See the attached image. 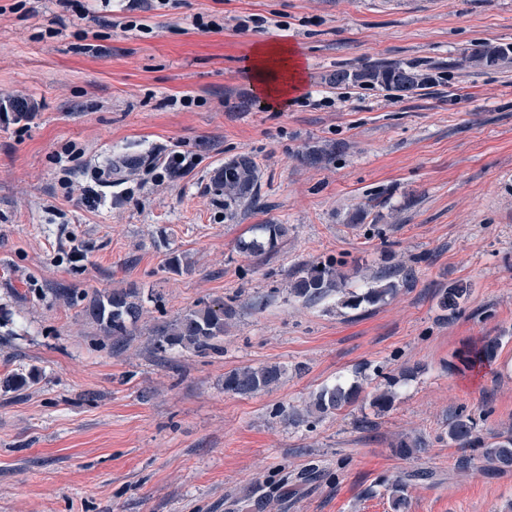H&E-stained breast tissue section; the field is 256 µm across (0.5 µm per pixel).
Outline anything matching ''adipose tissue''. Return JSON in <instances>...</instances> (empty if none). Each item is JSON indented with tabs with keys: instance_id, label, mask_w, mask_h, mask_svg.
Instances as JSON below:
<instances>
[{
	"instance_id": "adipose-tissue-1",
	"label": "adipose tissue",
	"mask_w": 512,
	"mask_h": 512,
	"mask_svg": "<svg viewBox=\"0 0 512 512\" xmlns=\"http://www.w3.org/2000/svg\"><path fill=\"white\" fill-rule=\"evenodd\" d=\"M248 70L255 89L264 98L282 105L299 92L304 83V63L298 52L280 40L254 45Z\"/></svg>"
}]
</instances>
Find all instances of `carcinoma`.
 Masks as SVG:
<instances>
[{"mask_svg":"<svg viewBox=\"0 0 512 512\" xmlns=\"http://www.w3.org/2000/svg\"><path fill=\"white\" fill-rule=\"evenodd\" d=\"M336 85L378 87L397 93L409 94L425 86L431 77L410 63L393 65L372 64L356 70L340 69L329 76ZM260 176L259 166L249 154H237L224 161L213 177L215 190L224 194V217L233 219L238 208L255 196ZM288 235L286 224H255L251 236L237 242L238 251L245 256H259L275 249L278 240ZM168 270L183 274L192 271V263L183 254H169ZM393 272L386 271L374 277L375 286L363 293L347 292L341 302L345 308L357 309L362 304H376L393 293L397 284L392 281ZM345 277L338 269L336 260L329 258L299 270L289 284L290 293L308 302H318L335 289L344 287ZM471 294L470 285L457 281L448 286L440 301L448 316H455ZM153 294H144L139 288L112 289L95 294L83 309V316L95 325L103 335L112 340V349L120 351L138 329L145 311V304L152 301ZM234 316V309L224 301L200 302L172 320L164 321L152 330L155 349L161 353L175 349L197 353L215 348V342L224 336L227 321ZM499 342L495 339L483 341L458 356L464 369L474 371L496 356ZM287 373L280 365L259 367L243 366L224 374V391L238 395H250L278 385ZM37 372L17 374L4 381L8 390L18 391L33 382ZM407 374L389 376L384 387L373 394L371 405L379 413L393 406L396 398L395 386ZM361 391L358 384L336 383L323 387L306 405L305 413L320 418L342 409L354 402ZM448 441L461 447L481 449L482 460L494 470L512 468V435L486 442L476 433V423L471 415L461 410L448 423ZM426 442L421 438L401 439L392 452L403 458L421 453ZM393 512H407L408 501L404 485L398 479L390 486Z\"/></svg>","mask_w":512,"mask_h":512,"instance_id":"obj_1","label":"carcinoma"}]
</instances>
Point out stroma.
Listing matches in <instances>:
<instances>
[{
	"instance_id": "obj_1",
	"label": "stroma",
	"mask_w": 512,
	"mask_h": 512,
	"mask_svg": "<svg viewBox=\"0 0 512 512\" xmlns=\"http://www.w3.org/2000/svg\"><path fill=\"white\" fill-rule=\"evenodd\" d=\"M247 18L259 27L238 31ZM269 39L305 64L283 109L245 70ZM508 45L512 0H0V101L33 106L0 112V380L39 373L0 387V512H392L395 478L408 512H512V469L447 435L459 410L483 439L512 432V60L465 62ZM389 62L443 69L401 97L327 81ZM176 151L188 171L164 168ZM239 153L260 188L228 221L212 178ZM255 224L288 235L245 257ZM172 251L192 273L168 271ZM329 257L357 292L413 276L356 310L290 295ZM457 280L471 294L449 321L438 301ZM129 287L158 300L116 353L81 298ZM215 299L235 311L216 348L155 351L153 326ZM489 338L491 363L454 369ZM270 364L279 385L225 392L226 372ZM339 379L360 384L353 405L285 420ZM405 435L426 451L395 456ZM410 373H401L400 376H388L384 387L378 388L373 394L371 405L378 413H385L393 406L396 398L395 386L401 381L407 379ZM402 378V379H401Z\"/></svg>"
}]
</instances>
